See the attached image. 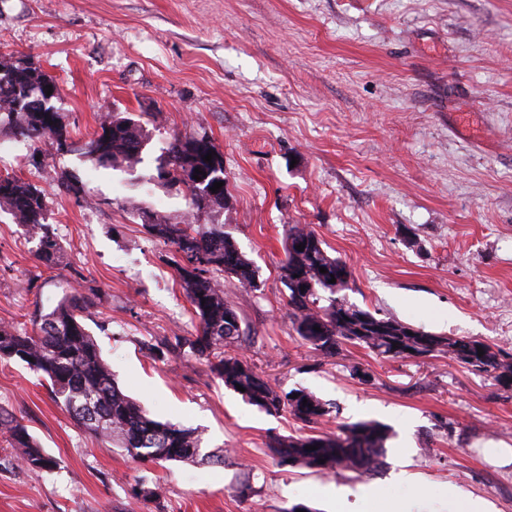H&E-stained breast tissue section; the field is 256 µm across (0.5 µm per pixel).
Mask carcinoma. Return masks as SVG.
I'll use <instances>...</instances> for the list:
<instances>
[{
    "label": "carcinoma",
    "mask_w": 512,
    "mask_h": 512,
    "mask_svg": "<svg viewBox=\"0 0 512 512\" xmlns=\"http://www.w3.org/2000/svg\"><path fill=\"white\" fill-rule=\"evenodd\" d=\"M55 85L38 68L21 59L0 61V126L34 145L36 154L67 152L72 139L59 112L46 101L44 87ZM159 130L154 112H114L103 117L86 145L85 157L98 167L134 171L144 163L143 149ZM205 134L174 135L155 158V172L141 176V186L177 187L187 211L177 217L138 208L136 217L149 216L146 233L166 245L172 255L180 286L197 319L195 333L148 346L155 354L171 350L202 357L224 385L245 389L241 396L267 414L287 413L302 424L304 433L273 434L266 447L281 466H305L330 472L345 468L360 476L372 474L386 454L389 426L375 420L346 423L336 431L322 428L333 407L305 388L279 392L235 352L245 331L234 306L224 297L222 278L240 288L258 290L259 267L224 231L220 216L225 190L212 192L226 180L224 160ZM199 179H194V176ZM0 212L31 231L37 244L34 256L47 268L60 266L63 247L50 232L51 212L45 191L15 175L0 173ZM285 259L279 279L287 289L286 303L292 331L313 353L332 357L341 347L367 349L385 359L429 358L448 355L460 366L498 381L512 383V355L475 339L452 338L394 318H380L369 309L351 304L339 293L349 287L350 272L339 257L331 256L324 242L307 224H290L285 235ZM304 245L299 251L295 245ZM326 272H320V268ZM336 282H330V279ZM99 296L69 289L47 313L32 320V330L0 324V359H12L49 383L51 392L74 422L99 439L116 445L133 460L150 462L224 463V455L201 453L203 437L151 415L148 406L126 395L116 384L111 368L85 325L92 318ZM483 353H478V350ZM0 433L18 452L22 465L51 471L57 460L30 435L23 422L0 408ZM324 463H319V460Z\"/></svg>",
    "instance_id": "obj_1"
}]
</instances>
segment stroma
Instances as JSON below:
<instances>
[{"label": "stroma", "instance_id": "stroma-1", "mask_svg": "<svg viewBox=\"0 0 512 512\" xmlns=\"http://www.w3.org/2000/svg\"><path fill=\"white\" fill-rule=\"evenodd\" d=\"M56 81L75 151L27 162L10 130L5 167L47 192L64 261L50 271L27 229L0 215V323L31 328L72 285L94 289L86 326L121 390L153 415L204 433L224 463L139 464L81 429L47 383L0 360V407L58 465L22 466L0 435V512H336L326 492L376 485L354 512L396 500L448 512L459 488L487 512H512V387L448 357L385 360L343 347L322 361L292 331L278 277L284 230L307 224L351 270L348 302L381 317L512 354V0H0V54ZM160 111L137 171L99 168L79 148L112 112ZM208 135L224 159V230L260 269L261 288L225 282L249 329L240 353L275 389L334 404L336 424L391 429L373 476L277 465L265 446L295 422L248 404L205 359L149 356L194 332L171 254L133 206L180 215L176 191L139 180L167 137ZM70 176L87 202L59 188ZM370 382L350 378V366ZM454 425L445 435L441 422ZM147 478L156 499L134 497ZM249 481V500L232 488Z\"/></svg>", "mask_w": 512, "mask_h": 512}]
</instances>
